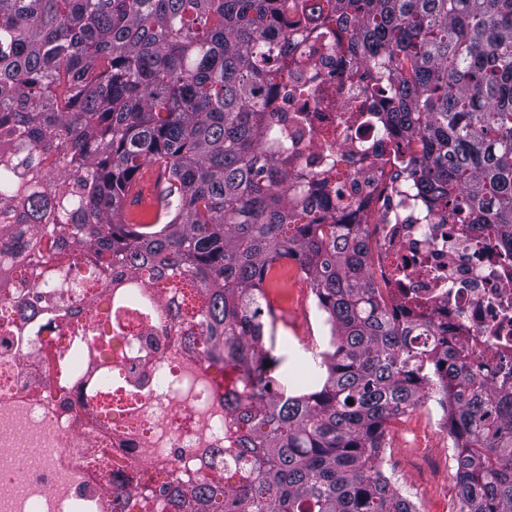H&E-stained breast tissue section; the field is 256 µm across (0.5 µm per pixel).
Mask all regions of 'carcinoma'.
<instances>
[{"label": "carcinoma", "instance_id": "cac0c4a2", "mask_svg": "<svg viewBox=\"0 0 512 512\" xmlns=\"http://www.w3.org/2000/svg\"><path fill=\"white\" fill-rule=\"evenodd\" d=\"M336 37L339 62L380 60L428 208L493 224L512 245V0H0V334L66 330L89 374L78 403L128 433L154 381V330L179 337L177 388H212L218 461L154 479L112 459L117 512H415L380 467L388 423L448 412L462 512H512V382L479 374L427 321L379 300L369 242L336 214L334 167L292 171L269 110L293 34ZM167 199L124 214L147 168ZM307 184L299 194L295 180ZM299 264L330 325L325 378L273 376L264 282ZM25 288L13 287L15 279ZM46 378L69 373L44 347Z\"/></svg>", "mask_w": 512, "mask_h": 512}]
</instances>
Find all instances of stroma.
I'll return each mask as SVG.
<instances>
[{
  "label": "stroma",
  "mask_w": 512,
  "mask_h": 512,
  "mask_svg": "<svg viewBox=\"0 0 512 512\" xmlns=\"http://www.w3.org/2000/svg\"><path fill=\"white\" fill-rule=\"evenodd\" d=\"M267 299L277 303L281 314L274 332L275 375L289 390L308 391L319 378L316 356L329 348L326 316L305 284L288 298L271 292ZM381 466L416 512H448L460 488L448 419L436 401L389 424Z\"/></svg>",
  "instance_id": "35a3bbf8"
}]
</instances>
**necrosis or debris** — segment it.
<instances>
[{
  "label": "necrosis or debris",
  "mask_w": 512,
  "mask_h": 512,
  "mask_svg": "<svg viewBox=\"0 0 512 512\" xmlns=\"http://www.w3.org/2000/svg\"><path fill=\"white\" fill-rule=\"evenodd\" d=\"M301 49L312 74L299 82L280 75L277 105L287 119L306 110L311 128L289 139V152L305 170L325 166L329 155L344 157L350 177L339 189L370 240L369 269L385 303L400 318L423 314L447 325L449 345L468 349L501 379L502 367L512 368V254L500 231L429 213L382 111L348 127L336 123L373 69L339 72L336 45L325 40H302ZM44 342L31 338L21 352L0 345V512H100L86 450L107 444L117 452L123 443L88 423L83 409L60 408L59 385L36 359ZM215 397L200 389L179 399L166 366L158 367L138 417L157 457L195 466L199 447L184 421Z\"/></svg>",
  "instance_id": "necrosis-or-debris-1"
}]
</instances>
